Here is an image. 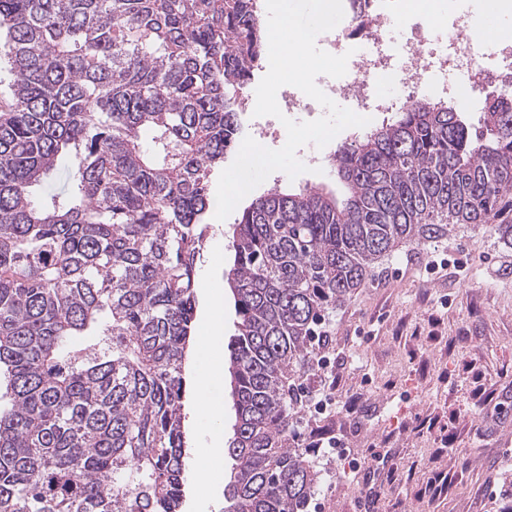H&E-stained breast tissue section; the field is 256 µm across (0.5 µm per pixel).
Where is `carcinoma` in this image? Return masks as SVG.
<instances>
[{"label":"carcinoma","mask_w":512,"mask_h":512,"mask_svg":"<svg viewBox=\"0 0 512 512\" xmlns=\"http://www.w3.org/2000/svg\"><path fill=\"white\" fill-rule=\"evenodd\" d=\"M0 39V512H182L209 183L242 141L256 0H0ZM333 173L343 195L279 183L234 224L224 512H309L292 375L399 246L470 224L512 249V92L475 125L415 100Z\"/></svg>","instance_id":"carcinoma-1"}]
</instances>
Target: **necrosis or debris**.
I'll return each mask as SVG.
<instances>
[{
	"mask_svg": "<svg viewBox=\"0 0 512 512\" xmlns=\"http://www.w3.org/2000/svg\"><path fill=\"white\" fill-rule=\"evenodd\" d=\"M477 23L466 8L442 17L415 7L414 0H359L348 6L341 28L324 39L326 52L348 54L347 72L319 76L318 84L362 116L419 98L459 105L462 84L472 101H482L487 90L512 87V41L486 45L474 33ZM384 81L396 82L399 95L379 96Z\"/></svg>",
	"mask_w": 512,
	"mask_h": 512,
	"instance_id": "1",
	"label": "necrosis or debris"
}]
</instances>
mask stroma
Masks as SVG:
<instances>
[{
	"label": "stroma",
	"instance_id": "35a3bbf8",
	"mask_svg": "<svg viewBox=\"0 0 512 512\" xmlns=\"http://www.w3.org/2000/svg\"><path fill=\"white\" fill-rule=\"evenodd\" d=\"M446 245L462 268L430 274L434 243L406 245L329 319L331 356L346 368L336 411L295 414L302 445L315 430L344 435L360 468L310 454L319 473L321 512H501L512 484V253L480 228L462 226ZM230 239L212 223L198 264L204 298ZM362 408L348 412L352 399ZM190 445L182 512H223V498L198 496L206 475L223 480L228 463L201 455L211 430L184 400Z\"/></svg>",
	"mask_w": 512,
	"mask_h": 512
}]
</instances>
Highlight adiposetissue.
Wrapping results in <instances>:
<instances>
[{"instance_id": "adipose-tissue-1", "label": "adipose tissue", "mask_w": 512, "mask_h": 512, "mask_svg": "<svg viewBox=\"0 0 512 512\" xmlns=\"http://www.w3.org/2000/svg\"><path fill=\"white\" fill-rule=\"evenodd\" d=\"M224 309V282L214 278L205 295L204 316L208 322V334L196 349L195 358L200 368L193 379L195 402L213 422H220L224 415V403L213 394V383L224 374L222 342L224 326L220 317Z\"/></svg>"}]
</instances>
